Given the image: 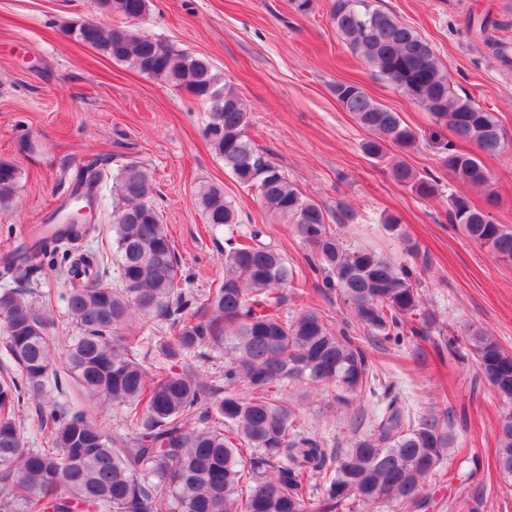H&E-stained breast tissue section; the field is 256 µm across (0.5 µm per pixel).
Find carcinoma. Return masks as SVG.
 <instances>
[{
  "label": "carcinoma",
  "instance_id": "1",
  "mask_svg": "<svg viewBox=\"0 0 512 512\" xmlns=\"http://www.w3.org/2000/svg\"><path fill=\"white\" fill-rule=\"evenodd\" d=\"M129 20H140L147 0H102ZM331 20L338 36L373 70L423 107L454 136L477 148L463 153L441 145V163L466 185L484 186L489 177L480 154L504 148L507 134L492 113L452 91L430 43L374 0H332ZM65 33L118 63L168 82L208 106L206 139L238 183L256 189L263 204L314 253L323 287L338 290L354 317L380 344L413 343L435 328V317L421 311L416 278L408 266L365 247H346L339 228L354 212L336 207V225L327 211L303 196L267 155L248 139L249 113L242 98L222 81L211 60L174 48L126 26L108 31L83 21ZM333 94L371 137L365 156L387 159L388 145L405 149L416 134L394 112L358 84L338 82ZM395 182L420 197L436 192L437 181L405 161L392 164ZM112 179V247L119 257L117 284L102 281L107 253L75 255L68 245L99 233L93 224H67L63 209L30 232L13 260L43 257L50 267L79 283L62 297L77 328L63 362L47 336L51 294L0 292V327L21 377L0 379V512H306L319 480L321 503L329 508L354 499L373 512L382 506L426 509L427 478L457 447L448 415H415L401 397L387 390L373 414L368 434L331 458L320 440L304 429L300 408L278 396L287 380H307L346 393L386 384L359 338L339 331L326 316L306 310L283 312V289L296 270L281 249L257 228L236 242L242 219L224 199L223 189L199 193L205 220L224 229V280L217 288L182 287L179 262L167 225L150 202L153 178L131 161L109 176L88 163L72 194L96 198ZM15 164L0 159V207L18 186ZM447 219L495 257L512 261V227L499 224L461 193L450 195ZM140 330L162 321L163 356L191 354L206 359L205 348L224 351V395L192 370L161 367L149 372L140 356L144 337L129 334L133 316ZM418 320H413V316ZM466 342L499 401L512 405V352L480 327H469ZM90 400L101 399L122 411L135 428L131 439L111 437L86 414L54 405L41 412L38 431L47 447L25 446L18 410L24 398L41 399L60 390L61 376ZM496 467L512 477V412L497 433ZM269 469L261 471L262 466Z\"/></svg>",
  "mask_w": 512,
  "mask_h": 512
}]
</instances>
